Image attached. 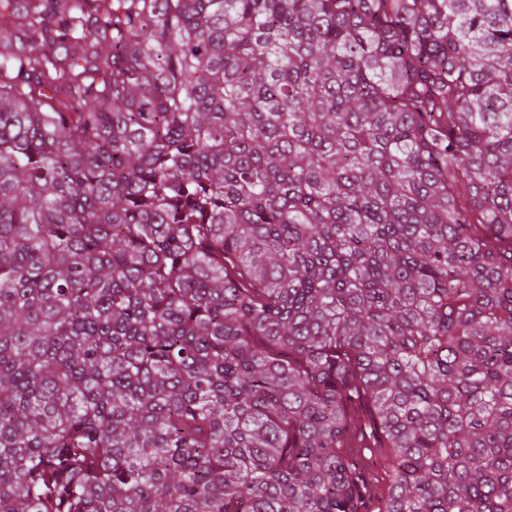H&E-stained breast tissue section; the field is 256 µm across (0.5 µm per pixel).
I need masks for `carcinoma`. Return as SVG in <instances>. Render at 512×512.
I'll return each mask as SVG.
<instances>
[{"label": "carcinoma", "mask_w": 512, "mask_h": 512, "mask_svg": "<svg viewBox=\"0 0 512 512\" xmlns=\"http://www.w3.org/2000/svg\"><path fill=\"white\" fill-rule=\"evenodd\" d=\"M370 500L512 512V0H0V512Z\"/></svg>", "instance_id": "cac0c4a2"}]
</instances>
